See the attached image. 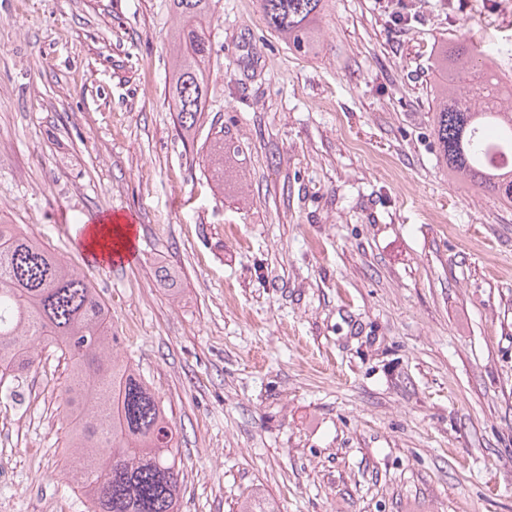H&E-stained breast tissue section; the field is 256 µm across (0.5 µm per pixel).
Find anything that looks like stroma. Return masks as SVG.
Segmentation results:
<instances>
[{"label":"stroma","mask_w":512,"mask_h":512,"mask_svg":"<svg viewBox=\"0 0 512 512\" xmlns=\"http://www.w3.org/2000/svg\"><path fill=\"white\" fill-rule=\"evenodd\" d=\"M409 2L329 0L304 56L215 0L187 136L171 0H0V222L90 277L177 432L180 512H512V206L433 134L442 46L512 80V0ZM119 213L138 263L91 267L83 225ZM66 376L45 349L0 391V512H87ZM221 133V132H220ZM215 139L214 144L211 146L210 153L206 157V162L211 167H214V172L219 173L222 170L224 173V155L239 153V146H234L231 140H224V133L220 134ZM232 142V143H230ZM218 165V167H216Z\"/></svg>","instance_id":"obj_1"}]
</instances>
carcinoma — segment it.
<instances>
[{"label":"carcinoma","mask_w":512,"mask_h":512,"mask_svg":"<svg viewBox=\"0 0 512 512\" xmlns=\"http://www.w3.org/2000/svg\"><path fill=\"white\" fill-rule=\"evenodd\" d=\"M327 0H260L267 27L308 54ZM183 48L171 81L180 128L203 116L210 38L202 21L213 0H172ZM434 67L448 76L438 91L433 132L449 172L512 204V85L468 42L440 48ZM239 147L219 136L206 157L218 173ZM112 319L91 280L18 224H0V388L35 365L40 351H61L68 369L61 398L67 447L88 512H179L181 460L159 398L116 352Z\"/></svg>","instance_id":"1"}]
</instances>
